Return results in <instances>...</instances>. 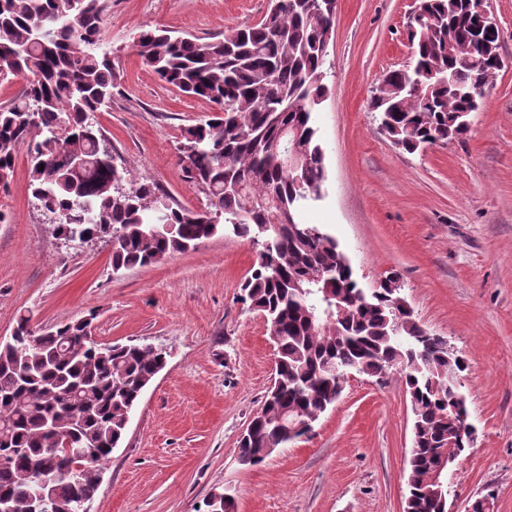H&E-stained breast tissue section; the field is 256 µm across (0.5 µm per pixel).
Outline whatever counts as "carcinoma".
I'll return each instance as SVG.
<instances>
[{"mask_svg": "<svg viewBox=\"0 0 512 512\" xmlns=\"http://www.w3.org/2000/svg\"><path fill=\"white\" fill-rule=\"evenodd\" d=\"M328 0H272L263 20L210 39L142 30L134 49L159 78L214 105L183 129V181L202 189L201 209L178 203L158 182L116 163L92 116L112 100L116 67L101 45L103 0H0V73L21 74L22 93L0 107V187L17 146L29 151V190L61 238L83 234L112 245V270L145 266L231 232L259 247L242 284L277 347L276 378L239 440V460L257 466L304 436L281 419L314 422L355 370L399 373L414 417L404 512H448V480L435 471L469 447L456 414L466 410L465 361L448 340L396 305L389 276L367 297L346 253L317 224L301 222L327 181L313 112L326 94L322 46L335 14ZM467 0H421L410 21L415 60L383 77L370 109L381 134L413 154L462 138L461 114L475 80L500 54L475 42ZM429 75L423 95L408 91ZM454 84H448V75ZM293 139L301 166L288 168ZM89 320L47 330L21 315L16 340L0 344V508L33 512L36 481L54 485L49 512H76L95 498L99 472L126 436L128 416L166 364L150 343L101 342Z\"/></svg>", "mask_w": 512, "mask_h": 512, "instance_id": "cac0c4a2", "label": "carcinoma"}]
</instances>
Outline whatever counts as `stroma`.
<instances>
[{
	"instance_id": "stroma-1",
	"label": "stroma",
	"mask_w": 512,
	"mask_h": 512,
	"mask_svg": "<svg viewBox=\"0 0 512 512\" xmlns=\"http://www.w3.org/2000/svg\"><path fill=\"white\" fill-rule=\"evenodd\" d=\"M503 68L462 140L415 153L378 130L370 99L382 76L413 61L414 0H337L315 126L328 179L301 220L347 254L360 288L398 274L415 319L446 337L461 374L475 440L454 462L455 512L494 493L512 512V0H489ZM270 0H105L102 44L117 87L94 120L123 162L181 204L204 193L182 181L177 143L210 102L162 81L133 48L141 30L198 38L259 23ZM18 146L0 189V336L19 315L34 326L95 315L103 342L163 347L165 368L145 390L103 471L91 512H207L215 492L232 512H403L413 417L398 373L349 374L312 431L244 466L238 441L273 377L274 344L241 285L258 260L246 238L217 235L146 266L113 271L105 241L64 242L28 190Z\"/></svg>"
}]
</instances>
